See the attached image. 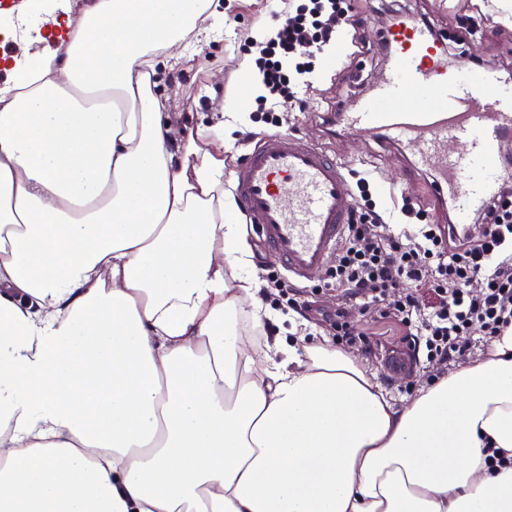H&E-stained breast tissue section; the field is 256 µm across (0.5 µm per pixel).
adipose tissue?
<instances>
[{"label":"adipose tissue","instance_id":"adipose-tissue-1","mask_svg":"<svg viewBox=\"0 0 512 512\" xmlns=\"http://www.w3.org/2000/svg\"><path fill=\"white\" fill-rule=\"evenodd\" d=\"M214 0H85L0 88V512H512V329L403 407L264 308L224 130L153 50Z\"/></svg>","mask_w":512,"mask_h":512}]
</instances>
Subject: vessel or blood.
I'll use <instances>...</instances> for the list:
<instances>
[{"mask_svg": "<svg viewBox=\"0 0 512 512\" xmlns=\"http://www.w3.org/2000/svg\"><path fill=\"white\" fill-rule=\"evenodd\" d=\"M38 14L35 0H0V20ZM391 65L366 96L343 114L346 131L383 137L411 167L433 176L434 198L449 201L454 223H468L504 177L501 144L512 135V83L483 63L454 71L429 28L401 18L387 34ZM338 163L298 136L264 137L236 166L234 191L268 251L305 281L336 251L354 205Z\"/></svg>", "mask_w": 512, "mask_h": 512, "instance_id": "obj_1", "label": "vessel or blood"}]
</instances>
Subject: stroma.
I'll list each match as a JSON object with an SVG mask.
<instances>
[{"label":"stroma","mask_w":512,"mask_h":512,"mask_svg":"<svg viewBox=\"0 0 512 512\" xmlns=\"http://www.w3.org/2000/svg\"><path fill=\"white\" fill-rule=\"evenodd\" d=\"M347 4V18L335 40L321 50L306 48L303 73L292 74L296 102L260 109L263 87L257 75L243 73L244 65L254 58L253 43L264 41L280 26L281 0H220V13L212 19L201 50L172 69L166 67L165 56H157L159 83L153 91L166 97L168 112L183 126L211 127L214 112H223L225 172H232L258 137L294 132L336 159L348 161L350 183L368 178L369 199L377 211L391 214L393 224L434 223L437 205L431 174H411L407 157L383 138L329 130L323 116L345 110L388 69L390 58L381 43L394 9L426 15L444 35L448 48L512 71V0H347ZM406 206L415 209V216L403 215ZM328 275L324 268L292 287L304 292L317 308L342 309L345 321L360 337L359 342L346 344V351L362 360L396 405L406 404L432 382L434 369L424 363L410 374L389 371V359L406 349L405 324L377 307L364 309L346 301L329 284ZM264 305L269 316L262 329L268 336L290 342L300 334L320 344L335 343L324 323L303 319L271 298Z\"/></svg>","instance_id":"obj_1"}]
</instances>
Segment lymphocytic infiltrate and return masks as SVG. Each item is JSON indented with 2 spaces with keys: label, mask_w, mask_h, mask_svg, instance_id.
Here are the masks:
<instances>
[{
  "label": "lymphocytic infiltrate",
  "mask_w": 512,
  "mask_h": 512,
  "mask_svg": "<svg viewBox=\"0 0 512 512\" xmlns=\"http://www.w3.org/2000/svg\"><path fill=\"white\" fill-rule=\"evenodd\" d=\"M262 43L255 65L269 94L291 99L290 57L303 42L321 46L339 25L326 0H309ZM330 278L348 297L386 303L414 323L409 349L426 348L436 366L465 356L478 336L493 341L512 327V203L493 202L459 233L442 224H408L393 231L374 206L356 210L337 248ZM411 293H403L406 285Z\"/></svg>",
  "instance_id": "lymphocytic-infiltrate-1"
}]
</instances>
